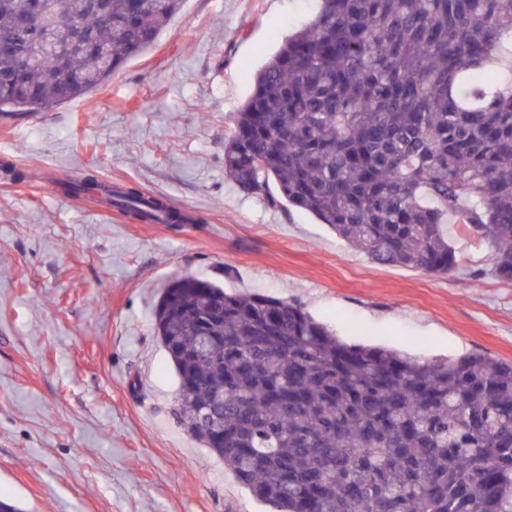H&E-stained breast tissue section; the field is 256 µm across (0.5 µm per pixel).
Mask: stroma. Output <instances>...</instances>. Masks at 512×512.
I'll use <instances>...</instances> for the list:
<instances>
[{"label":"stroma","instance_id":"stroma-1","mask_svg":"<svg viewBox=\"0 0 512 512\" xmlns=\"http://www.w3.org/2000/svg\"><path fill=\"white\" fill-rule=\"evenodd\" d=\"M317 6L184 0L98 90L0 113V161L24 174L0 168V494L24 512H268L177 417L153 312L182 276L298 304L351 344L512 364V283L470 282L490 253L460 225L458 275L381 265L226 175L255 72ZM89 169L206 221L134 222L60 191Z\"/></svg>","mask_w":512,"mask_h":512}]
</instances>
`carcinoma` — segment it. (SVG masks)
<instances>
[{"label":"carcinoma","instance_id":"carcinoma-1","mask_svg":"<svg viewBox=\"0 0 512 512\" xmlns=\"http://www.w3.org/2000/svg\"><path fill=\"white\" fill-rule=\"evenodd\" d=\"M38 0H0V41ZM59 0L91 41L0 65V112L105 84L182 0ZM512 0H319L254 75L224 138L243 191L311 213L379 264L459 271L448 225L512 282ZM277 194H272L269 182ZM90 189L132 220L202 223L135 187ZM182 424L275 512H512V364L343 342L300 306L173 280L155 310Z\"/></svg>","mask_w":512,"mask_h":512}]
</instances>
